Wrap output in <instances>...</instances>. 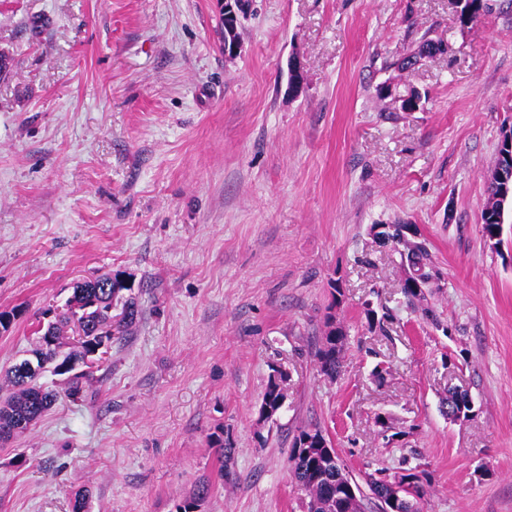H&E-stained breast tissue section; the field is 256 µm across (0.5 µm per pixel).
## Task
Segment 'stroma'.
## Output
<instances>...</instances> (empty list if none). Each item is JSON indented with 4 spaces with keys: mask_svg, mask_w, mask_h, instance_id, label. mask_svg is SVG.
Masks as SVG:
<instances>
[{
    "mask_svg": "<svg viewBox=\"0 0 512 512\" xmlns=\"http://www.w3.org/2000/svg\"><path fill=\"white\" fill-rule=\"evenodd\" d=\"M239 34L226 57L215 0H0V310L21 311L0 390L77 281L121 275L142 310L78 396L44 374L57 401L0 443V512H70L84 489L86 512H176L203 481L199 512H304L288 455L308 424L354 476L424 464L423 512H512V210L500 247L481 225L512 0L465 25L448 0H248ZM426 38L444 52L404 67ZM376 224L427 244L420 304ZM330 309L333 380L313 356ZM276 368L288 398L263 421ZM452 387L473 417L443 413Z\"/></svg>",
    "mask_w": 512,
    "mask_h": 512,
    "instance_id": "1",
    "label": "stroma"
}]
</instances>
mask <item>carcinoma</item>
I'll use <instances>...</instances> for the list:
<instances>
[{"mask_svg":"<svg viewBox=\"0 0 512 512\" xmlns=\"http://www.w3.org/2000/svg\"><path fill=\"white\" fill-rule=\"evenodd\" d=\"M391 236L402 265L409 268L415 264L421 275L430 274L432 261L425 243H410L396 232ZM331 288L330 312L326 315L325 330L314 358L320 372L334 378L342 367L346 335L332 312L341 303L339 283H332ZM125 289L119 279L110 275L87 280L73 288L72 296L55 310L50 320L37 321L39 341L31 351L37 372L23 377L16 368H11L7 375L11 392L0 400L1 431L23 432L55 403L56 392L37 383L40 374L49 371L55 375L69 362L81 364L98 347H110L112 340H119L129 333L141 310L134 298L123 296ZM69 330L76 335V344L66 351L63 336ZM286 383L287 375L281 370H273L259 407L261 419L273 418L283 407L287 397ZM333 457H338L336 449L320 427L309 425L298 429L288 464L298 487L304 492L306 512H364L362 500L355 501L350 495L352 490L361 493L358 483L341 461L329 464ZM396 477L400 479L402 496L407 498L405 512H422L429 473L425 469L419 471L415 466L394 472L381 470L368 476L367 485L380 512H385L383 493L388 491L387 483ZM207 493V485L198 486L197 491L183 501L179 512H195Z\"/></svg>","mask_w":512,"mask_h":512,"instance_id":"carcinoma-1","label":"carcinoma"}]
</instances>
